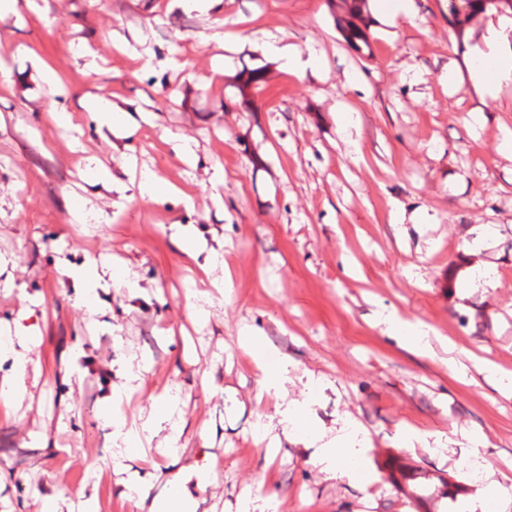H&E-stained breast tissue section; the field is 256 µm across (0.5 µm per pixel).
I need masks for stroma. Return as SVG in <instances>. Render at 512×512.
Masks as SVG:
<instances>
[{
	"label": "stroma",
	"mask_w": 512,
	"mask_h": 512,
	"mask_svg": "<svg viewBox=\"0 0 512 512\" xmlns=\"http://www.w3.org/2000/svg\"><path fill=\"white\" fill-rule=\"evenodd\" d=\"M223 2L17 0L0 13V340L19 324L38 336L25 371L0 357V381L25 386L0 415V512H41L56 493L58 512H77L68 496L80 490L98 512H134L105 477V419L123 368L143 359L140 389L116 410L138 426L167 391L184 426L179 461L161 437L131 461L152 477L150 497L178 475L205 512H237L247 487L279 512H448L481 489L458 466L466 432L511 485L512 390L480 367L512 378V158L499 149L512 84L483 100L468 73L489 22L512 13L459 30L448 0H415L418 26L394 30L373 9L357 49L329 0ZM267 14L326 69L289 72L253 25ZM46 63L64 90L46 84ZM88 98L137 131L98 125ZM56 112L71 125L57 127ZM91 159L111 180L86 174ZM149 173L185 198L140 197ZM77 195L95 223H72ZM175 224L197 242L196 262ZM92 262L125 277L97 286L94 315L77 276ZM477 267L492 286L466 287ZM214 275L224 294L200 322L193 293ZM382 313L431 326V355L383 334ZM246 330L270 365L288 361L276 390L243 355ZM308 372L323 389L306 392ZM308 395L313 425L357 424L361 478L327 477L292 433L267 457L261 424ZM409 427L420 437L406 445Z\"/></svg>",
	"instance_id": "35a3bbf8"
}]
</instances>
